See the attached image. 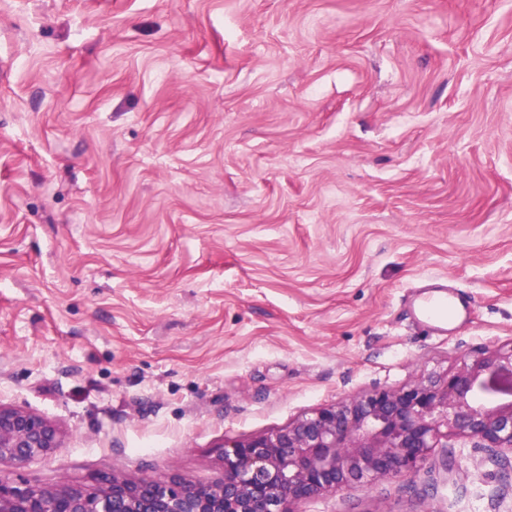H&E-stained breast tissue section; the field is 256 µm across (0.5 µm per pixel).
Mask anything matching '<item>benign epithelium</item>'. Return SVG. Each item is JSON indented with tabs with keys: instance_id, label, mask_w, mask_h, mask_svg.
Wrapping results in <instances>:
<instances>
[{
	"instance_id": "7a95c632",
	"label": "benign epithelium",
	"mask_w": 512,
	"mask_h": 512,
	"mask_svg": "<svg viewBox=\"0 0 512 512\" xmlns=\"http://www.w3.org/2000/svg\"><path fill=\"white\" fill-rule=\"evenodd\" d=\"M449 436L512 452V348L489 349L445 376L422 375L302 415L281 429L224 444L223 477L48 488L0 474V512H298L355 484L417 469ZM58 429L0 405V468L53 454Z\"/></svg>"
}]
</instances>
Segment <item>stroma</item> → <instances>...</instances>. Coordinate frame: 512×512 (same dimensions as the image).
I'll return each mask as SVG.
<instances>
[{
  "instance_id": "stroma-1",
  "label": "stroma",
  "mask_w": 512,
  "mask_h": 512,
  "mask_svg": "<svg viewBox=\"0 0 512 512\" xmlns=\"http://www.w3.org/2000/svg\"><path fill=\"white\" fill-rule=\"evenodd\" d=\"M469 304L440 335L411 303ZM512 347V0H0V405L43 487ZM301 512H512L457 438Z\"/></svg>"
}]
</instances>
